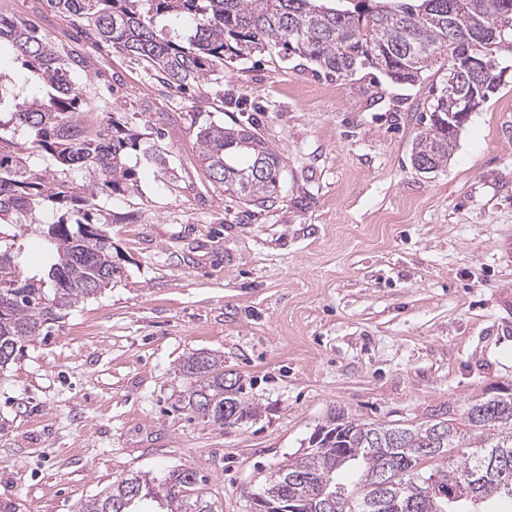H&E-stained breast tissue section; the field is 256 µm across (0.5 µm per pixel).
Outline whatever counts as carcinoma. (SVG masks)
Instances as JSON below:
<instances>
[{"label": "carcinoma", "instance_id": "1", "mask_svg": "<svg viewBox=\"0 0 512 512\" xmlns=\"http://www.w3.org/2000/svg\"><path fill=\"white\" fill-rule=\"evenodd\" d=\"M69 18L72 27L95 47L146 63L156 80L183 95L193 112L201 111L212 86L223 84L224 63L250 59L264 52L306 61L311 70L348 77L370 68L397 83H414L434 64L453 59L466 44L480 38L479 23L495 24L502 36L483 45L488 77L477 111L495 93L501 74L498 54L512 50V0H344L346 8L327 0H43ZM173 15L187 22L185 33L158 27ZM8 46L27 82L44 89L42 97L19 99L0 73V107L10 106L5 127L25 129L18 141L0 136V227H18L43 237L54 257L42 273L25 276L13 245L0 249V369L16 359L25 344L51 329L78 303L113 288L123 270L112 253V237L104 225L103 197L137 189L130 151L141 149L142 134L132 133L109 118L91 129L78 119L86 103L78 88L88 61L55 44L23 19L0 15V48ZM463 104L443 93L431 106L429 122L418 132L412 162L428 164V172L448 162L458 132L448 133ZM199 163L216 189L250 205L274 198L284 161L248 120L229 125L211 121L197 133ZM51 155L58 172L29 165L35 154ZM83 170L85 184L63 178ZM58 217L41 220L45 203ZM183 372L193 385L189 409L209 422L233 425L234 410L254 415L240 382L226 381L218 361L190 356ZM485 416L466 410L461 419H439L416 425L381 424L329 417L320 429L332 438L306 452L276 475L273 488L305 501V512H324L319 486L330 480L340 506L335 512H480L477 505L503 496L512 487L501 484L500 464L512 465V392L478 400ZM438 454L425 451L430 444ZM455 457L448 468L437 461ZM356 481H338L344 470ZM400 475L379 490L383 470ZM204 479L190 469H175L160 481L139 475L122 478L105 494L85 501L78 512H135L145 503L162 502L167 512H214L201 487ZM430 483L437 492L403 508L412 487Z\"/></svg>", "mask_w": 512, "mask_h": 512}]
</instances>
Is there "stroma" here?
I'll return each mask as SVG.
<instances>
[{"label": "stroma", "instance_id": "obj_1", "mask_svg": "<svg viewBox=\"0 0 512 512\" xmlns=\"http://www.w3.org/2000/svg\"><path fill=\"white\" fill-rule=\"evenodd\" d=\"M100 77L87 113L161 131L168 169L101 199L123 277L0 372V512H77L120 478L193 469L216 512L251 497L333 413L418 424L512 390V52L447 164L411 162L448 69L397 84L293 57L226 64L201 118L253 119L285 160L274 203L207 188L186 101L144 65L75 41L42 0H0ZM221 356L258 408L234 426L176 405L191 354Z\"/></svg>", "mask_w": 512, "mask_h": 512}]
</instances>
